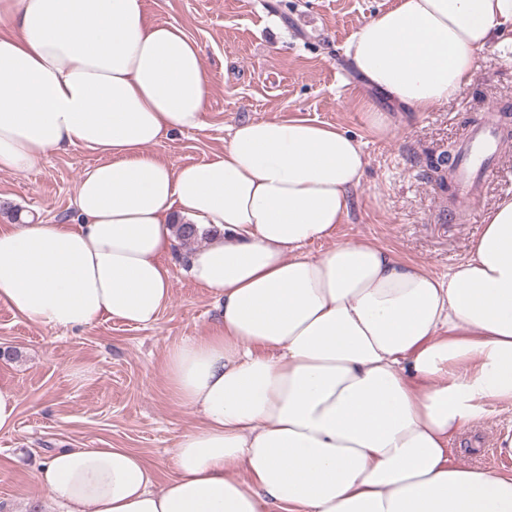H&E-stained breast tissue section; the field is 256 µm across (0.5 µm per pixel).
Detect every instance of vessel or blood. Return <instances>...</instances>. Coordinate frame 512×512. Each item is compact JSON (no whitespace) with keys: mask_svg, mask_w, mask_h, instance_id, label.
Here are the masks:
<instances>
[{"mask_svg":"<svg viewBox=\"0 0 512 512\" xmlns=\"http://www.w3.org/2000/svg\"><path fill=\"white\" fill-rule=\"evenodd\" d=\"M502 146L503 140L491 117L469 136L456 163V186L461 198L474 197L478 182L489 175V163Z\"/></svg>","mask_w":512,"mask_h":512,"instance_id":"vessel-or-blood-1","label":"vessel or blood"}]
</instances>
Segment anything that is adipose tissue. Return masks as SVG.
<instances>
[{
	"label": "adipose tissue",
	"instance_id": "obj_1",
	"mask_svg": "<svg viewBox=\"0 0 512 512\" xmlns=\"http://www.w3.org/2000/svg\"><path fill=\"white\" fill-rule=\"evenodd\" d=\"M512 53V0H396L346 48L414 112L457 97L490 43ZM199 45L143 0H0V172L80 146L72 224L0 227V303L27 322L155 324L176 227L215 299L206 335L168 347L175 400L201 418L171 472L125 448H63L34 475L65 512H512V473L449 445L512 401V197L437 275L336 240L366 167L358 141L303 118L233 126L224 151L176 166L163 140L207 126ZM321 243L318 252L309 247Z\"/></svg>",
	"mask_w": 512,
	"mask_h": 512
}]
</instances>
